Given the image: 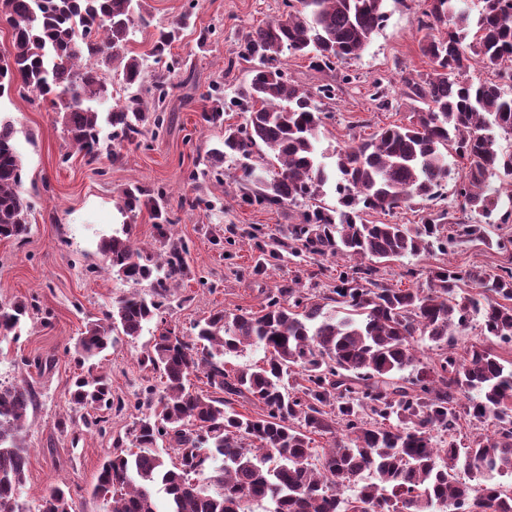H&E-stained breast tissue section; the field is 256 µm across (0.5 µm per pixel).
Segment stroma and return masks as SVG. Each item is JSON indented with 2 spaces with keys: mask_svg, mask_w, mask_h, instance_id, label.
I'll return each instance as SVG.
<instances>
[{
  "mask_svg": "<svg viewBox=\"0 0 512 512\" xmlns=\"http://www.w3.org/2000/svg\"><path fill=\"white\" fill-rule=\"evenodd\" d=\"M283 11V0H198L173 48L187 69L171 81L164 105L167 127L141 144L124 146L117 164H87L70 144L60 114L35 95L15 90L0 95V117L13 125L23 160V191L31 204L26 241H0V305L23 301L32 306L19 338L0 343V383L24 380L37 393L24 431L30 458L21 500L31 512L40 495L60 482L69 485L76 512H109L110 502L93 495L97 475L116 440L126 437L137 399L152 377L140 358L147 337L157 332L153 323L143 338L120 342L100 364L112 376L113 394L125 402L122 411L113 412L107 431H85L81 419L73 418L67 402L78 371L73 343L88 319L135 290L103 270L98 251L100 238L123 221L117 204L128 183L166 192L177 219L174 234L189 242L191 274L173 288L163 313L167 325L183 335H191L193 323L213 311L258 310L268 292L293 282L321 291L335 286L342 262L313 261L283 250L287 209L243 204L235 162H224L222 179L202 184L188 179L196 159L224 138L223 127L200 123L209 94L219 91L229 100L249 82L252 63L239 56L241 39ZM386 12L384 26L361 57L336 63L334 71L313 70L306 58L288 52L279 58L285 74L308 89L335 80L341 84L335 100L324 106L319 147L325 154L412 116L400 96L401 79L430 69L418 47L417 10L402 0H386ZM204 29L212 36L203 47L198 36ZM376 79L387 89L389 108L376 109L369 97ZM455 188L451 181L436 200L389 214L371 211L365 218L373 224H417L427 213L448 209ZM195 195L207 198L209 207L185 205V198ZM511 257L495 247L463 242L445 253L433 250L393 260L384 273L401 287L424 288L436 265L492 270ZM62 421L67 430L59 429Z\"/></svg>",
  "mask_w": 512,
  "mask_h": 512,
  "instance_id": "1",
  "label": "stroma"
}]
</instances>
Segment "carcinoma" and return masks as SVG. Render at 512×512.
I'll use <instances>...</instances> for the list:
<instances>
[{"instance_id": "carcinoma-1", "label": "carcinoma", "mask_w": 512, "mask_h": 512, "mask_svg": "<svg viewBox=\"0 0 512 512\" xmlns=\"http://www.w3.org/2000/svg\"><path fill=\"white\" fill-rule=\"evenodd\" d=\"M463 0H423L419 48L431 63L405 76L402 95L415 122L390 124L335 151L337 206L317 200L330 181L318 152L323 124L319 100L335 96L325 84L311 91L277 66L288 51L306 55L316 71L361 56L385 21L384 0H288V12L251 28L241 55L254 61L235 106L245 123L228 127L219 147L195 163L192 180L216 172L224 159L239 162L242 202L292 207L282 246L294 253L349 263L329 292L279 288L257 311L217 310L186 338L169 328L151 336L140 359L159 375L143 389L146 411L134 417L130 446L100 468L94 494L112 499L110 512H158L161 484L167 512H512V267L441 264L429 286L396 288L381 269L404 256L463 241L490 244L481 217L507 224L501 205L512 191V0H480L476 17ZM192 12L152 26L146 0H0V22L12 32L0 51V95L14 84L60 110L67 136L87 163L122 161V148L161 127L167 76L185 70L172 53ZM154 27L149 56L164 73L145 83L143 58L130 54L136 33ZM496 80L469 78L470 61ZM121 67L125 95L110 104L103 80ZM224 97H210L203 126L224 125ZM266 148L272 174H256L249 160ZM465 159L456 185L452 230L448 212L420 224H367L368 210L390 213L402 204L435 199L451 176L450 153ZM499 186L490 188V181ZM23 163L11 124L0 121V240L30 233L31 204L22 191ZM149 212L165 250L156 258L138 246L133 225L102 240L105 268L119 280L148 283L88 321L74 344L80 364L104 359L120 339L136 340L163 313L172 286L188 276V244L173 235L175 220L162 192L134 184L119 211L129 219ZM20 301L0 308V337L18 338L29 316ZM478 324L485 341L458 346ZM431 354L417 356L415 344ZM247 346L264 349L262 362L236 368L231 358ZM198 373L208 390L191 383ZM92 432L107 430L114 403L105 374L75 376L68 391ZM259 406L251 415L237 399ZM35 403L28 383L0 384V512H27L20 501L30 449L27 412ZM492 424L491 434L462 436L461 420ZM330 439L315 447V437ZM173 450L165 460L161 448ZM485 483L475 488L461 474ZM37 512H73L60 485L38 499Z\"/></svg>"}]
</instances>
